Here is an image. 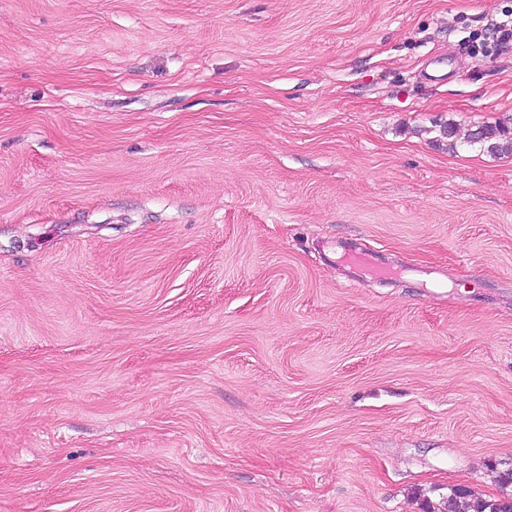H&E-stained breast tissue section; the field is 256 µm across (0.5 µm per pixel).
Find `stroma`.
<instances>
[{
	"label": "stroma",
	"mask_w": 512,
	"mask_h": 512,
	"mask_svg": "<svg viewBox=\"0 0 512 512\" xmlns=\"http://www.w3.org/2000/svg\"><path fill=\"white\" fill-rule=\"evenodd\" d=\"M510 13L0 0V512L503 494ZM489 31L488 36L482 43L483 47L491 48L494 50H511L512 48V19L494 21L488 25L486 29ZM491 38L490 42L488 39ZM470 144L484 145L489 143L488 149L492 152L512 155V126L508 128L504 124L479 127L468 138Z\"/></svg>",
	"instance_id": "stroma-1"
}]
</instances>
